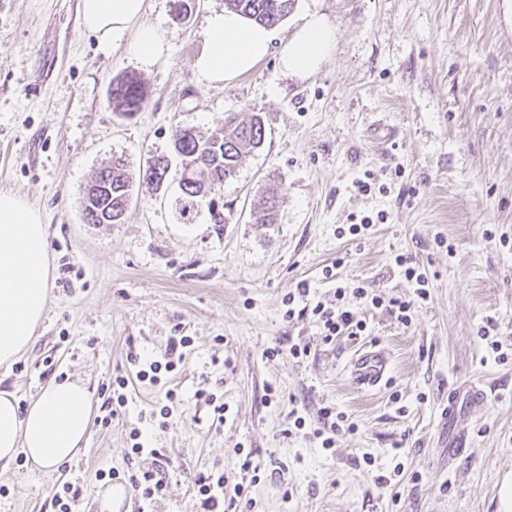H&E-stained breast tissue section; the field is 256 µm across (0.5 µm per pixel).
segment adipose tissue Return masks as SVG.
I'll list each match as a JSON object with an SVG mask.
<instances>
[{"label":"adipose tissue","mask_w":512,"mask_h":512,"mask_svg":"<svg viewBox=\"0 0 512 512\" xmlns=\"http://www.w3.org/2000/svg\"><path fill=\"white\" fill-rule=\"evenodd\" d=\"M147 0H80L81 26L102 45L132 32L131 50L142 68H152L167 42L155 26L143 23ZM273 34L232 11L206 20L204 46L194 69L199 81L219 85L252 72L268 55ZM336 32L318 15L305 16L286 42L280 67L305 79L330 58ZM51 265L47 231L39 209L21 194L0 190V366L12 364L32 344L48 303ZM91 399L78 381L49 384L28 407L13 391L0 388V464L17 455L41 468L72 461L89 435Z\"/></svg>","instance_id":"ef3b65f1"}]
</instances>
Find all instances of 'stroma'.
I'll return each instance as SVG.
<instances>
[{"mask_svg":"<svg viewBox=\"0 0 512 512\" xmlns=\"http://www.w3.org/2000/svg\"><path fill=\"white\" fill-rule=\"evenodd\" d=\"M177 0H148L145 23L169 49L148 70L131 34L103 47L80 25L79 0H0V189L24 195L47 226L50 300L30 349L0 369L21 406L54 378L98 393L128 380L126 415L92 426L87 445L58 471L16 457L0 472V512H51L49 494L81 485L77 512H102L98 469L135 471L130 431L167 389L185 403L153 428L164 488L149 512H203L193 489L221 470L236 512H498L512 477V14L504 0H294L273 28L269 56L227 84H200L194 60L208 15L224 0H198L190 19ZM336 31L333 55L311 77L284 75L279 55L303 17ZM140 75L148 104L125 118L113 78ZM230 112L261 113L263 145L224 186L225 224L207 200L188 203L173 150L176 126L209 134ZM138 172L170 160L163 185L135 183L124 223L88 224L82 196L112 156ZM371 178L364 193L356 182ZM276 194L275 223L254 224L251 205ZM385 212L359 236L354 220ZM411 254L430 296L409 326L351 294L365 284L407 294L392 262ZM335 268L342 306L367 329L318 340L313 318L286 321L284 295ZM494 330L480 335L486 323ZM189 347L161 384L140 380L129 354L163 360L171 337ZM499 342L504 360L491 349ZM308 342V357L290 344ZM387 351L391 374L355 389L344 366L362 345ZM282 351L272 361L264 349ZM223 399V423L194 398ZM451 417H443L445 405ZM332 405L357 426L322 449L312 431ZM306 420L296 428L290 417ZM261 466L243 468L244 458Z\"/></svg>","mask_w":512,"mask_h":512,"instance_id":"stroma-1","label":"stroma"}]
</instances>
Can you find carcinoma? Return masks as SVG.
Wrapping results in <instances>:
<instances>
[{"label": "carcinoma", "mask_w": 512, "mask_h": 512, "mask_svg": "<svg viewBox=\"0 0 512 512\" xmlns=\"http://www.w3.org/2000/svg\"><path fill=\"white\" fill-rule=\"evenodd\" d=\"M227 9L266 26H274L285 19L292 7V0H225ZM113 111L126 118L142 111L148 99L146 86L136 75L117 76L110 89ZM266 137L261 113L253 112L241 119L231 112L224 116V126L209 136L199 135L191 127L178 126L173 132V147L181 159L180 187L190 198L198 197L194 187L201 175H206L214 195L219 197L224 183L237 174L243 154L259 148ZM167 165L161 159L150 157L146 161L143 178L147 183L160 186L165 178ZM106 184L109 189L97 191L96 186ZM132 176L120 156L99 168L88 187L83 208V218L88 224H120L132 199ZM278 200L266 198L259 203L256 223L272 224Z\"/></svg>", "instance_id": "cac0c4a2"}]
</instances>
